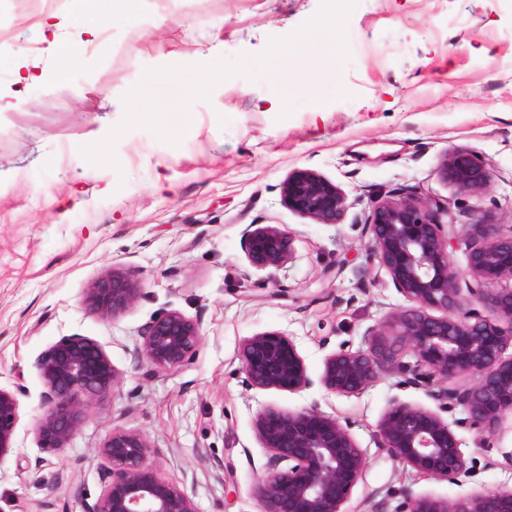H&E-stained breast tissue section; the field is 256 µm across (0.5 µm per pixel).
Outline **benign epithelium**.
Wrapping results in <instances>:
<instances>
[{"instance_id": "1", "label": "benign epithelium", "mask_w": 512, "mask_h": 512, "mask_svg": "<svg viewBox=\"0 0 512 512\" xmlns=\"http://www.w3.org/2000/svg\"><path fill=\"white\" fill-rule=\"evenodd\" d=\"M439 177L460 195H479L492 173L469 149L448 151ZM282 197L292 211L317 224H340L347 194L307 169L288 174ZM364 229L371 254L405 304L363 334L365 347L343 345L327 355L312 377L294 341L280 331L245 338L240 359L250 388L292 393L319 385L339 395L359 394L382 373L397 372L422 389L435 408L394 400L377 425L378 449L410 466L423 480L454 483L467 473L465 456L443 414L461 409L455 425L495 438L512 415V232L486 212L458 225L450 205L425 197L377 198ZM290 231L266 225L243 232V250L258 270L279 269L294 259ZM462 249L466 269L450 253ZM144 297L142 285L122 267L104 270L83 294L89 312L104 320L125 314ZM202 340L201 322L169 308L141 330L135 357L155 371L187 363ZM46 388L35 437L42 448H64L80 430L89 408L109 394L118 372L94 339L72 335L56 342L38 363ZM466 382H461V379ZM20 388L0 387V462L12 454L20 421ZM257 440L268 452L254 494L262 512H345L344 505L368 466L366 451L349 423L314 406L283 411L273 406L255 417ZM146 436L114 430L99 447L109 481L86 512H198L194 500L162 478L149 462ZM408 512H512V490L456 499L408 496Z\"/></svg>"}]
</instances>
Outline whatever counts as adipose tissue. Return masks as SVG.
I'll list each match as a JSON object with an SVG mask.
<instances>
[{"instance_id":"obj_1","label":"adipose tissue","mask_w":512,"mask_h":512,"mask_svg":"<svg viewBox=\"0 0 512 512\" xmlns=\"http://www.w3.org/2000/svg\"><path fill=\"white\" fill-rule=\"evenodd\" d=\"M105 0H69L66 17L55 16L45 19L39 26L38 35L47 46L48 53L55 57L51 67H32L18 72V83L64 84L68 77V63L71 57L72 30H79L86 39L99 37L109 17L104 10Z\"/></svg>"}]
</instances>
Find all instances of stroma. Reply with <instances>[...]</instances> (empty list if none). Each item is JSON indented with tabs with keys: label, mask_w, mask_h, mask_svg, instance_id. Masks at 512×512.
<instances>
[{
	"label": "stroma",
	"mask_w": 512,
	"mask_h": 512,
	"mask_svg": "<svg viewBox=\"0 0 512 512\" xmlns=\"http://www.w3.org/2000/svg\"><path fill=\"white\" fill-rule=\"evenodd\" d=\"M67 2L36 0L25 14L0 0V56L29 60L39 20L66 14ZM156 68L195 84L191 133L131 120L128 101ZM453 148L487 164L489 190L463 197L438 177ZM297 169L345 191L343 223L288 209L281 186ZM390 192L454 203L461 224L491 211L512 225V0H347L340 13L332 0H143L135 23L75 41L65 87L32 85L0 110V386L25 391L17 448L0 464V512H84L107 480L98 449L117 429L147 436L150 462L198 512H260L253 489L267 452L254 420L267 405H314L351 423L368 467L345 512L512 489V469L498 464L511 418L490 447L458 430L469 472L452 484L419 479L377 447L392 400L429 403L401 375L350 396L244 383L248 336L288 334L315 376L403 305L364 231ZM251 225L292 232L294 260L250 267ZM115 265L146 296L104 320L82 297ZM167 306L200 318L203 337L187 364L156 372L134 348ZM71 335L100 343L119 380L66 447L43 448L37 361Z\"/></svg>",
	"instance_id": "1"
}]
</instances>
